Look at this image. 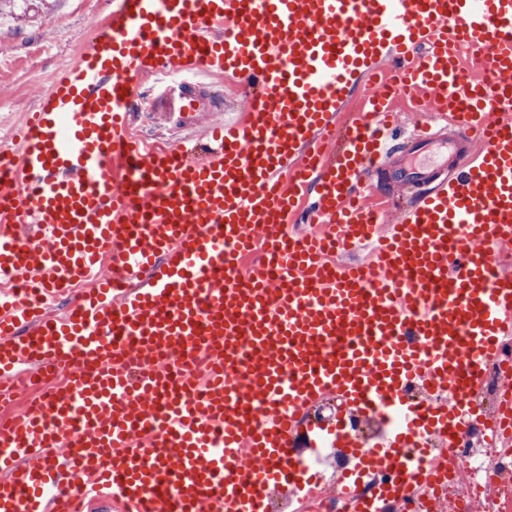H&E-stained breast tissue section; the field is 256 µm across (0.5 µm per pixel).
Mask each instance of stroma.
<instances>
[{"mask_svg": "<svg viewBox=\"0 0 512 512\" xmlns=\"http://www.w3.org/2000/svg\"><path fill=\"white\" fill-rule=\"evenodd\" d=\"M103 0H25L0 5V151L18 152L12 128L103 32Z\"/></svg>", "mask_w": 512, "mask_h": 512, "instance_id": "35a3bbf8", "label": "stroma"}]
</instances>
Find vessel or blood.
I'll return each mask as SVG.
<instances>
[{"label":"vessel or blood","instance_id":"1","mask_svg":"<svg viewBox=\"0 0 512 512\" xmlns=\"http://www.w3.org/2000/svg\"><path fill=\"white\" fill-rule=\"evenodd\" d=\"M466 52L488 79L463 76ZM209 76L239 79L248 110L207 129L203 158L132 134L149 80L152 119L184 130L216 106ZM400 98L439 118L405 149ZM13 136L0 280L93 286L62 319L0 292V403L32 368L23 414L0 418V512H266L303 482L292 441L324 431L306 411L330 394L333 447L388 476L354 512H382L434 480L404 465L422 432L453 445L482 416L512 334V0H117ZM381 171L426 187L385 226L393 196L363 199ZM363 247L369 262L326 259ZM394 413L375 447L348 433Z\"/></svg>","mask_w":512,"mask_h":512}]
</instances>
